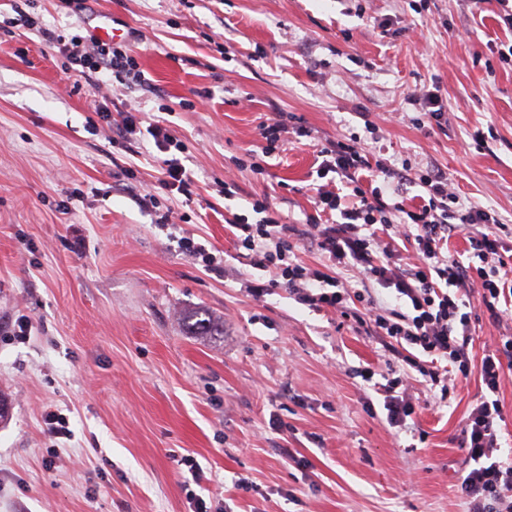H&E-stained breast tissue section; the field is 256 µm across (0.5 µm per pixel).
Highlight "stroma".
Returning <instances> with one entry per match:
<instances>
[{
	"label": "stroma",
	"instance_id": "obj_1",
	"mask_svg": "<svg viewBox=\"0 0 512 512\" xmlns=\"http://www.w3.org/2000/svg\"><path fill=\"white\" fill-rule=\"evenodd\" d=\"M409 3L92 0L77 15L30 0V25L0 32V512H191L186 456L211 512H465L478 375L457 379L446 407L412 382L410 427H393L357 374L400 368L386 343L286 289L254 299L269 275L230 225L265 194L303 226L318 143L353 133L393 164L440 167L464 202L512 225V67L498 56L512 31L495 0ZM106 25L149 90H71L39 34ZM435 88L448 124L423 129L409 98ZM127 111L182 140L193 201L159 189L160 154L123 132ZM280 112L311 135L254 173L242 160ZM185 311L223 320V337L188 334ZM50 411L71 437L47 433Z\"/></svg>",
	"mask_w": 512,
	"mask_h": 512
}]
</instances>
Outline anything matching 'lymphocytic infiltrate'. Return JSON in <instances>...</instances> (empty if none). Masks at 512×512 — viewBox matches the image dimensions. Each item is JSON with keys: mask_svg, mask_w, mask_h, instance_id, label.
Listing matches in <instances>:
<instances>
[{"mask_svg": "<svg viewBox=\"0 0 512 512\" xmlns=\"http://www.w3.org/2000/svg\"><path fill=\"white\" fill-rule=\"evenodd\" d=\"M42 36L62 46L67 71L92 85L112 80L129 88L147 84L136 60L112 41L48 29ZM147 132L164 154L162 189L192 197L193 179L178 157L181 140L157 124ZM318 155V178L333 173L339 181L337 188H318L320 213L307 218L324 261L318 268L296 261V227L282 223L269 197L259 196L252 203L256 221L242 215L233 221L238 248L255 268L271 274L253 295L287 288L297 303L336 312L365 334L404 349L398 376L381 386L387 417L397 427H405L415 412L407 397L412 375H420L444 406L451 379L478 372L484 392L462 426L470 469L460 492L467 512H512V461L499 455L503 413L497 397L502 377L512 370V335L500 336L479 367H472L467 351L476 307L496 322L512 318V226L495 210L463 204L438 167L415 172L383 157L370 158L360 138L325 140ZM409 185L421 189L419 205L410 209L402 200ZM459 230L466 231L469 247L449 253L448 240ZM403 242L410 244V256L400 252ZM336 268L394 293L400 307L380 306L371 298L364 308L351 307L350 289L332 274Z\"/></svg>", "mask_w": 512, "mask_h": 512, "instance_id": "lymphocytic-infiltrate-1", "label": "lymphocytic infiltrate"}]
</instances>
